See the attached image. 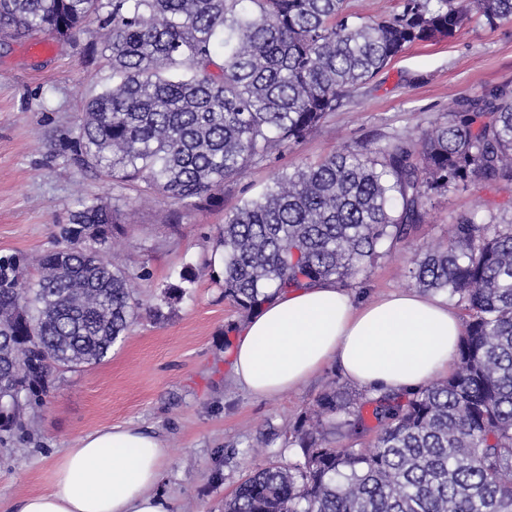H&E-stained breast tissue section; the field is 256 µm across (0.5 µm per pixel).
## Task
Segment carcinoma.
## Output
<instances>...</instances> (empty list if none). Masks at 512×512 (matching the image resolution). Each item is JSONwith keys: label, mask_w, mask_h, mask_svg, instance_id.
Listing matches in <instances>:
<instances>
[{"label": "carcinoma", "mask_w": 512, "mask_h": 512, "mask_svg": "<svg viewBox=\"0 0 512 512\" xmlns=\"http://www.w3.org/2000/svg\"><path fill=\"white\" fill-rule=\"evenodd\" d=\"M346 0H0V35L69 38L102 16L110 74L71 138L73 159L112 181L56 225L53 249L0 256V431L22 426L55 372L103 361L142 303L145 268L103 254L125 234V190L189 211L220 204L224 183L305 139L406 47L451 38L470 0H402L378 20ZM489 27L512 0H476ZM512 184V87L464 97L418 144L397 137L283 172L216 228L213 279L253 313L282 292L343 287L390 257L425 221L431 197L474 182ZM38 279L21 287L28 268ZM420 290L466 311L456 365L413 393L376 397L331 385L285 433L299 448L252 472L223 512H512V222L474 211L408 261ZM185 289H165L157 318ZM364 448L335 446L338 435Z\"/></svg>", "instance_id": "carcinoma-1"}]
</instances>
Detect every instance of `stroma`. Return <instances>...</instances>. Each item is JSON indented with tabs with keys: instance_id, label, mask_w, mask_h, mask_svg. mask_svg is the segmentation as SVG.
Wrapping results in <instances>:
<instances>
[{
	"instance_id": "obj_1",
	"label": "stroma",
	"mask_w": 512,
	"mask_h": 512,
	"mask_svg": "<svg viewBox=\"0 0 512 512\" xmlns=\"http://www.w3.org/2000/svg\"><path fill=\"white\" fill-rule=\"evenodd\" d=\"M101 25L88 19L76 40L47 34L0 37V254L40 253L55 225L68 223L78 199L112 196V183L82 169L68 145L89 97L109 73ZM512 84V20L489 27L473 21L454 38L409 46L326 122L268 165L225 183L224 204L208 212L130 192L126 233L107 255L118 265H145L143 304L179 284L186 266L211 254V235L241 200L257 196L281 172L314 164L337 151L365 153L394 136L413 139L446 118L456 99ZM483 203L485 219L512 220V186L476 183L434 197L423 224L387 259L359 273L349 288L357 300L412 290L408 259L445 239L448 227ZM247 314L202 277L172 305L167 319L141 314L130 334L99 365L59 372L45 406L26 410L23 428L0 444V512L49 489L52 464L73 442L112 425L130 424L164 438L171 457L161 490L171 512H220L225 498L272 453L292 458L283 434L309 411L329 383L347 387L336 364L299 389L260 398L237 385L224 349L228 325ZM268 441L269 452L246 456Z\"/></svg>"
}]
</instances>
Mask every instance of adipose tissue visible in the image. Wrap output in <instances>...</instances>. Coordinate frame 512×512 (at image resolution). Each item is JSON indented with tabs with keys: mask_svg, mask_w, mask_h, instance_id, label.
Returning a JSON list of instances; mask_svg holds the SVG:
<instances>
[{
	"mask_svg": "<svg viewBox=\"0 0 512 512\" xmlns=\"http://www.w3.org/2000/svg\"><path fill=\"white\" fill-rule=\"evenodd\" d=\"M463 332L447 304L414 291L355 303L331 281L264 304L230 350L236 381L278 396L327 364L370 393H408L449 371ZM169 459L165 441L132 425L76 440L53 464L49 490L12 512H169L157 487Z\"/></svg>",
	"mask_w": 512,
	"mask_h": 512,
	"instance_id": "adipose-tissue-1",
	"label": "adipose tissue"
}]
</instances>
